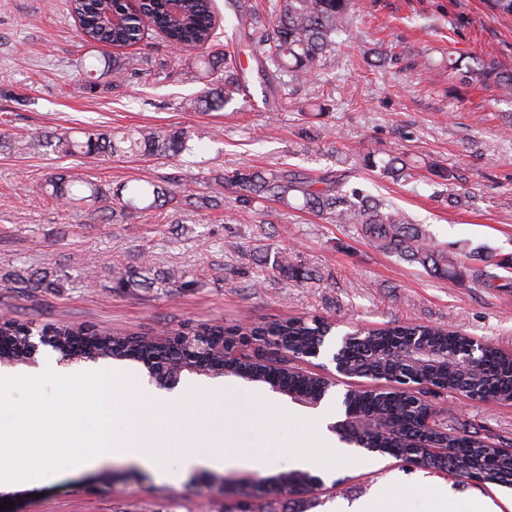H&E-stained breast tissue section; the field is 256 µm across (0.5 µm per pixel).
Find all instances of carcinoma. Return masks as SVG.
Segmentation results:
<instances>
[{
    "mask_svg": "<svg viewBox=\"0 0 512 512\" xmlns=\"http://www.w3.org/2000/svg\"><path fill=\"white\" fill-rule=\"evenodd\" d=\"M70 9L78 19L81 33L88 43L127 47L136 44L144 31L133 17L124 0H69ZM229 20L240 35L243 45L258 57L264 77L279 80L283 86L301 84L307 80L323 55L336 50V37L346 28L354 0H273L270 14L273 21L261 23L246 0H229ZM151 25L159 30L179 50L204 49L216 38L217 16L213 0H181V18L175 20L169 12L168 0H149L145 4ZM122 16V22L112 24V15ZM227 57L213 55L201 64L187 62L182 68L186 78L203 84V90L194 99V106L218 110L237 97L248 95L247 86L230 75ZM448 76L462 83L493 81L502 95L512 99V73L504 74L475 56L465 66L457 59H448ZM190 132L184 128L158 130L137 127L122 133L85 132L77 137L68 132L36 133L29 145L50 149L65 156L82 155L126 157L168 154L178 156L191 150ZM231 186L243 191L239 202L253 207L273 200L292 207L298 205L317 216L338 224H356L362 236L374 247L395 253L402 259L417 263L436 276L454 280L464 260L448 256L436 248L421 227L396 210L359 191L346 194L331 186L318 188L315 181L287 169L271 172L256 169H234L208 181L206 191L191 201L198 209H216L223 205L224 189ZM45 192L52 198L74 207L91 203L101 219L111 221L117 214L130 216L146 213L160 203L172 202L177 192L149 179H136L114 191L88 176L59 174L46 182ZM6 283L21 284L26 288H56L57 282L38 272H15ZM324 322L313 317H290L266 327L209 326L210 335L221 336L226 344L234 343L236 336H272L291 352L309 349ZM26 324L6 316L0 318V337L11 348L4 351L7 358L23 352L27 333ZM62 349L70 354L92 358L107 353L115 361L143 363L153 359L163 362V370L172 372L181 359V353L163 343L162 331L153 335L114 334L108 330L72 324H52ZM365 341L357 345L360 356L347 363V377L371 375L390 381L404 370L424 372L426 382L449 393L487 390L502 404L512 403V353L491 345L485 349L483 360L468 368L438 361L428 367L416 364L400 366L386 353L393 336H421L427 349L438 353L464 347L472 337L450 328L421 324L397 325L366 329L361 332ZM204 367L224 375L260 383L267 388L280 386L296 398L316 401L329 394L331 383L314 375L290 370L278 363L260 366L251 360L224 357L219 351L203 359ZM348 409L355 415L376 414L382 417L388 429L377 434L375 447L385 455L407 462L427 448H446L448 454L430 462L435 472L455 475L471 470L482 472L486 484L512 488V455H500L486 444L476 430L465 424L449 425L441 420L432 428H418L420 413L409 399L398 393L387 396L366 390L351 392ZM312 481L310 472L289 469L277 476L259 478L251 492L224 505V512H279L284 494L297 486Z\"/></svg>",
    "mask_w": 512,
    "mask_h": 512,
    "instance_id": "carcinoma-1",
    "label": "carcinoma"
}]
</instances>
